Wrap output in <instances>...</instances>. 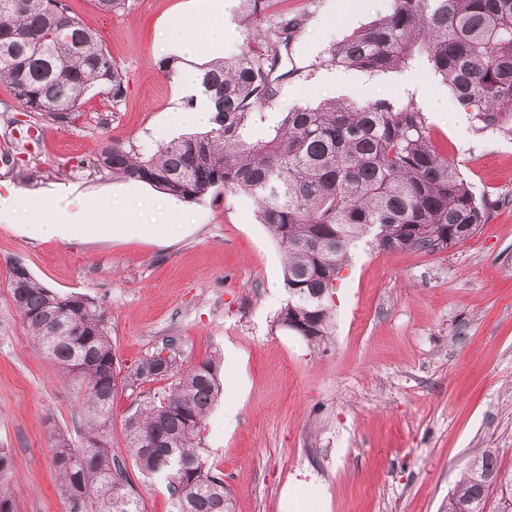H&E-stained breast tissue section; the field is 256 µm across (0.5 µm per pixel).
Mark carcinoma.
I'll return each mask as SVG.
<instances>
[{"instance_id":"carcinoma-1","label":"carcinoma","mask_w":512,"mask_h":512,"mask_svg":"<svg viewBox=\"0 0 512 512\" xmlns=\"http://www.w3.org/2000/svg\"><path fill=\"white\" fill-rule=\"evenodd\" d=\"M288 25L255 27L236 56L200 66L199 85L217 112L204 132L158 145L149 156L114 143L94 166L112 178L137 181L185 202L219 189L243 194L284 255L288 293L276 322L296 328L312 346L331 336L333 281L360 242L383 239L381 250L440 252L472 237L490 205L478 201L466 179L439 155L425 113L385 100L359 104L328 99L281 113L257 133L262 105L276 96L279 44ZM0 81L25 111H76L94 86L123 95L122 73L97 35L59 0H0ZM422 50L439 76L482 127H508L512 105V0H392L390 11L333 44L322 64L369 74L407 66ZM10 292L33 343L84 391L82 444L59 432L52 463L75 512H143L140 496L112 449V399L118 388L171 381L163 396L136 401L125 419L124 442L145 477L161 476L177 512H234L232 495L208 466L203 427L220 391L215 356L188 369L170 354L125 375L113 364L104 321L88 299L62 296L33 276L15 279ZM69 307L71 333L50 330L52 304ZM154 440L146 448L140 439ZM196 462L190 470L181 463ZM13 456L0 448V512H18ZM512 512V470L501 469L497 450L472 457L448 493L445 512Z\"/></svg>"}]
</instances>
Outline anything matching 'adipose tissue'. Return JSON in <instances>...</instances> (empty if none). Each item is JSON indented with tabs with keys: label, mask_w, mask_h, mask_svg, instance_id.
Wrapping results in <instances>:
<instances>
[{
	"label": "adipose tissue",
	"mask_w": 512,
	"mask_h": 512,
	"mask_svg": "<svg viewBox=\"0 0 512 512\" xmlns=\"http://www.w3.org/2000/svg\"><path fill=\"white\" fill-rule=\"evenodd\" d=\"M196 2L199 9L213 17V24L199 35L190 33L179 24L168 27L163 37V49L185 61L180 76V92L183 96L192 98L193 107L191 111L182 114V123L208 126L212 123L213 110L199 86L197 67L209 58L213 47L223 45L232 0ZM114 200L113 193L109 192L100 197L97 205L89 208L72 210L65 206L54 207L45 217L29 213L25 223L26 233L34 239L49 235L67 241L72 238L76 226L79 225L89 233L105 230L115 235H126L136 232L140 208L131 206L117 212L113 209Z\"/></svg>",
	"instance_id": "adipose-tissue-1"
}]
</instances>
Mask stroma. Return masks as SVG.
Here are the masks:
<instances>
[{"instance_id": "1", "label": "stroma", "mask_w": 512, "mask_h": 512, "mask_svg": "<svg viewBox=\"0 0 512 512\" xmlns=\"http://www.w3.org/2000/svg\"><path fill=\"white\" fill-rule=\"evenodd\" d=\"M62 2L97 33L126 77L124 94L116 101L96 87L77 111L29 116L0 83V191L34 207L64 185L75 209L121 186L93 165L105 145L147 154L188 134L177 123L187 102L158 68L160 42L170 21L200 30L209 21L188 14L187 0H126L115 15L95 0ZM387 5L265 0L256 18L237 5L226 53L246 45L258 20L291 22L266 125L287 107L330 97L415 104L437 151L477 200L491 201L486 223L438 253L358 245L334 285L332 335L313 347L276 323L288 297L284 255L245 196L212 194L175 213L166 194L142 183L150 203L141 231L128 235L34 240L0 221V447L13 454L18 512H71L52 466L53 434L80 444L83 418L78 389L30 340L13 303L17 262L46 287L93 302L122 369L169 339L186 367L233 353L203 436L235 512H281L299 479L323 487L324 512H442L478 451L498 449L512 469V133L477 124L421 56L350 92L329 88L327 49ZM129 475L144 512H175L165 479Z\"/></svg>"}]
</instances>
